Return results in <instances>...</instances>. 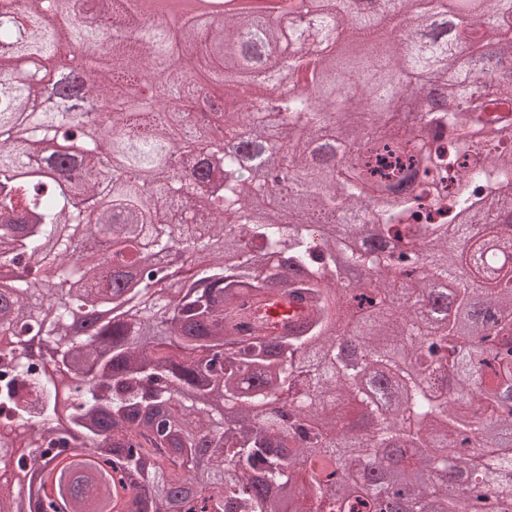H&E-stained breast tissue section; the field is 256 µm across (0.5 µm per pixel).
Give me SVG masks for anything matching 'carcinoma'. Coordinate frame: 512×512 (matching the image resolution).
Segmentation results:
<instances>
[{
    "label": "carcinoma",
    "instance_id": "cac0c4a2",
    "mask_svg": "<svg viewBox=\"0 0 512 512\" xmlns=\"http://www.w3.org/2000/svg\"><path fill=\"white\" fill-rule=\"evenodd\" d=\"M0 512H44L39 475L73 448L102 457L136 492V512H336L352 492L371 512H470L512 497V451L479 449L512 431V269L487 281L472 249H512V156L477 147L512 132V0H447L468 23L444 36L422 0H224L217 25L179 28L140 18L133 0H0ZM119 19L135 38L103 59L81 58L90 84L48 86L38 68L81 35ZM414 24L410 42L381 33ZM28 32L25 40L15 31ZM177 58L208 81L233 74L237 107L217 113L248 149L221 154L198 140L190 113L153 95L130 98L148 66ZM294 82L269 109L254 91ZM452 107L434 104L432 87ZM180 80L173 103L198 102ZM112 92L109 135L58 156L62 114L73 123ZM424 114L388 130L392 102ZM285 142L279 156L265 149ZM471 156L445 197L434 179L446 147ZM118 153L156 176L137 187L101 177ZM288 170L296 195L257 178L262 154ZM178 155L192 184L168 176ZM111 246L110 261L97 246ZM180 257L173 288L159 260ZM407 268L404 281L387 276ZM308 310L279 331L236 313L272 296ZM363 351L345 357L336 337ZM446 453L464 495L431 469ZM72 512H101L116 493L95 470Z\"/></svg>",
    "mask_w": 512,
    "mask_h": 512
}]
</instances>
